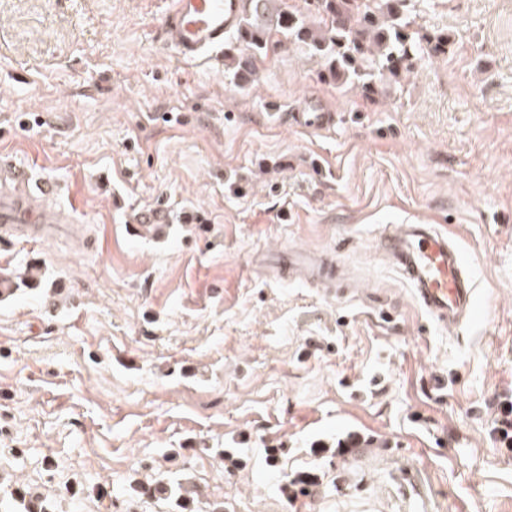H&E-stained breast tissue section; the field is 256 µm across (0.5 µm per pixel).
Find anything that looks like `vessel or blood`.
Here are the masks:
<instances>
[{"instance_id": "1", "label": "vessel or blood", "mask_w": 512, "mask_h": 512, "mask_svg": "<svg viewBox=\"0 0 512 512\" xmlns=\"http://www.w3.org/2000/svg\"><path fill=\"white\" fill-rule=\"evenodd\" d=\"M240 16V0H169L159 32L163 44L184 62L191 63L207 52L223 47L225 34ZM292 126L321 131L333 123L329 112H295ZM28 179L9 160L0 157V237L8 240L43 241L61 233L70 223L68 214L57 216L56 225L45 223L47 210L40 196L50 195L51 186L39 195L26 189ZM380 248L414 289L420 306L439 323L454 325L471 319L475 286L466 272L459 248L447 232L433 224H405L385 235ZM279 273L308 276L328 285L336 280L332 263L293 246L279 250Z\"/></svg>"}]
</instances>
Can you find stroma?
<instances>
[{
	"label": "stroma",
	"instance_id": "1",
	"mask_svg": "<svg viewBox=\"0 0 512 512\" xmlns=\"http://www.w3.org/2000/svg\"><path fill=\"white\" fill-rule=\"evenodd\" d=\"M166 8L0 0V155L82 227L0 240V274L43 280L0 300V500L512 512V0H407L457 48L370 98L286 45L240 89L160 41ZM316 101L332 131L285 121ZM150 208L165 236L134 230ZM408 223L454 236L469 323L438 324L378 251ZM283 245L333 256L335 287L258 265Z\"/></svg>",
	"mask_w": 512,
	"mask_h": 512
}]
</instances>
